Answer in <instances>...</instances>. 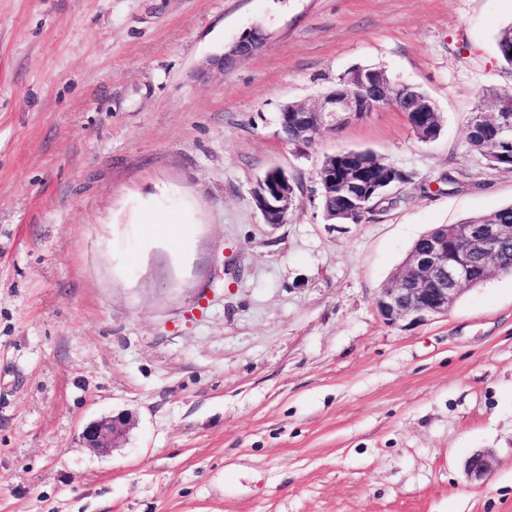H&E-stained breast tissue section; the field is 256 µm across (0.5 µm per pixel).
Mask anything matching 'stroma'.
<instances>
[{
    "label": "stroma",
    "instance_id": "stroma-1",
    "mask_svg": "<svg viewBox=\"0 0 512 512\" xmlns=\"http://www.w3.org/2000/svg\"><path fill=\"white\" fill-rule=\"evenodd\" d=\"M509 24L512 0H0V512H512V274L413 326L376 307L422 234L512 203L466 143L512 90ZM355 66L426 92L440 136L386 108L285 141L281 109ZM346 149L413 180L329 224L316 172ZM273 167L283 224L252 196ZM119 414L120 447L84 446ZM258 30L259 27H254L244 31L237 39L224 48V54L220 59L223 68L252 56L264 46L267 40L266 34H259ZM257 208L268 224H283L293 201L294 186L288 174L279 168H271L252 191ZM129 424V420L120 415L93 421L82 432L83 443L98 453H107L117 447Z\"/></svg>",
    "mask_w": 512,
    "mask_h": 512
}]
</instances>
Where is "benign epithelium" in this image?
Instances as JSON below:
<instances>
[{
  "label": "benign epithelium",
  "mask_w": 512,
  "mask_h": 512,
  "mask_svg": "<svg viewBox=\"0 0 512 512\" xmlns=\"http://www.w3.org/2000/svg\"><path fill=\"white\" fill-rule=\"evenodd\" d=\"M266 42V34L254 27L243 32L224 48L221 64L225 67L252 56ZM362 92L337 88L322 96L314 107L289 104L279 113L281 129L295 131L301 141L312 142L324 130L336 131L349 120L362 118L380 108L389 106L403 114L413 113L408 120L422 139L436 138L443 125V116L428 96L416 91L415 86L393 82L384 75L351 74ZM478 123L487 127L493 143L512 138V100L502 99L491 116L479 114ZM320 175L334 183L341 181L349 187L359 181L361 170L348 160L336 167V156L327 157ZM397 178L381 177L370 187L368 198L388 195ZM257 208L268 224H284L293 201L294 186L288 174L279 169L268 170L252 191ZM512 239L511 224H473L455 243V256H448V233L432 235L426 244L412 252L409 260L397 270V276L381 289L377 309L390 325H416L430 318L444 316L458 300L462 290L480 284L489 275L501 244ZM129 420L124 416H110L89 423L82 432L86 447L107 453L117 447L126 434ZM467 475L476 481L488 473V458L482 451L473 452L465 462Z\"/></svg>",
  "instance_id": "1"
}]
</instances>
